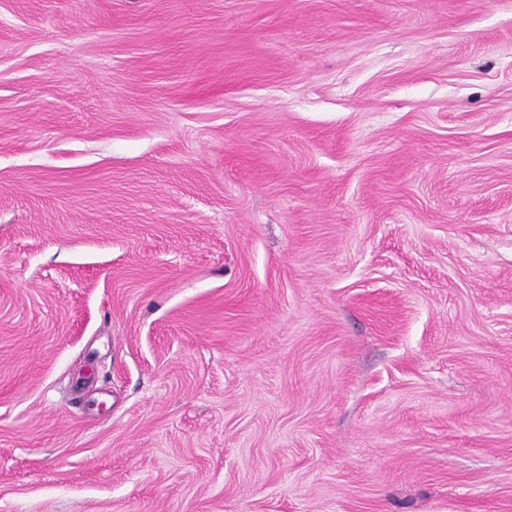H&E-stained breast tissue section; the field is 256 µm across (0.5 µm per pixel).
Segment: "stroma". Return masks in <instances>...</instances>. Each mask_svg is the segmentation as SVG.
I'll return each mask as SVG.
<instances>
[{
  "instance_id": "stroma-1",
  "label": "stroma",
  "mask_w": 512,
  "mask_h": 512,
  "mask_svg": "<svg viewBox=\"0 0 512 512\" xmlns=\"http://www.w3.org/2000/svg\"><path fill=\"white\" fill-rule=\"evenodd\" d=\"M0 512H512V0H0Z\"/></svg>"
}]
</instances>
